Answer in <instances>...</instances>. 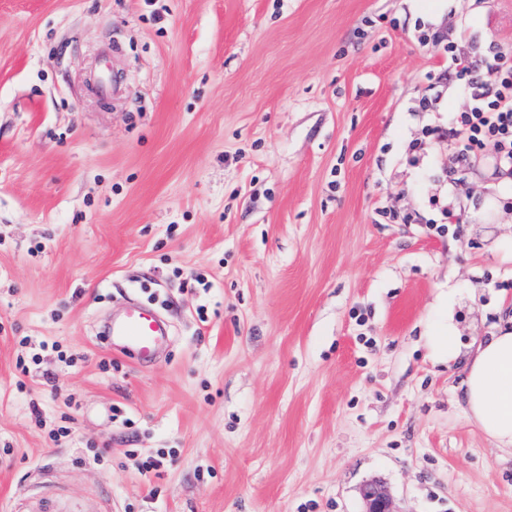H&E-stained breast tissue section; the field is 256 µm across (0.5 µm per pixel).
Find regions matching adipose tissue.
Wrapping results in <instances>:
<instances>
[{
  "mask_svg": "<svg viewBox=\"0 0 512 512\" xmlns=\"http://www.w3.org/2000/svg\"><path fill=\"white\" fill-rule=\"evenodd\" d=\"M467 417L498 447H512V326L480 342L465 365Z\"/></svg>",
  "mask_w": 512,
  "mask_h": 512,
  "instance_id": "1",
  "label": "adipose tissue"
}]
</instances>
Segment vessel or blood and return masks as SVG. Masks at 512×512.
<instances>
[{
	"label": "vessel or blood",
	"mask_w": 512,
	"mask_h": 512,
	"mask_svg": "<svg viewBox=\"0 0 512 512\" xmlns=\"http://www.w3.org/2000/svg\"><path fill=\"white\" fill-rule=\"evenodd\" d=\"M166 334L165 326L156 317L134 303L128 304L101 331L111 350L132 355L141 364L152 360Z\"/></svg>",
	"instance_id": "1"
}]
</instances>
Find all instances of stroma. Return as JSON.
Returning a JSON list of instances; mask_svg holds the SVG:
<instances>
[{"mask_svg": "<svg viewBox=\"0 0 512 512\" xmlns=\"http://www.w3.org/2000/svg\"><path fill=\"white\" fill-rule=\"evenodd\" d=\"M450 38L483 72L512 0H0V512H512L425 344L443 294L465 351L512 300V180L408 154L471 103L414 111ZM130 297L172 326L145 366L100 340ZM361 496L366 506L364 512H393L390 497L380 484L376 482L366 484Z\"/></svg>", "mask_w": 512, "mask_h": 512, "instance_id": "stroma-1", "label": "stroma"}]
</instances>
